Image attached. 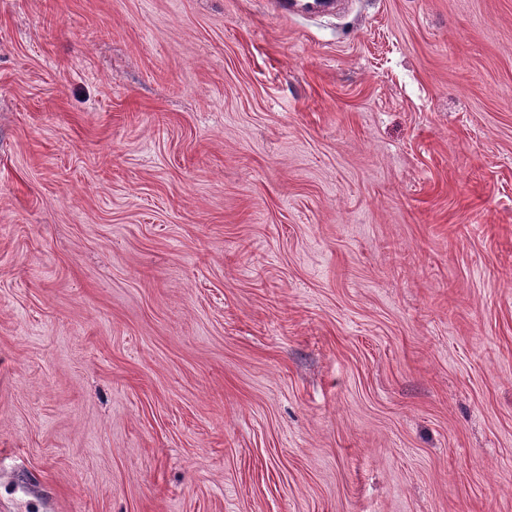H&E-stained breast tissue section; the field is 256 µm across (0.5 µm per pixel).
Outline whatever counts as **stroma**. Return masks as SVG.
Instances as JSON below:
<instances>
[{"instance_id": "obj_1", "label": "stroma", "mask_w": 512, "mask_h": 512, "mask_svg": "<svg viewBox=\"0 0 512 512\" xmlns=\"http://www.w3.org/2000/svg\"><path fill=\"white\" fill-rule=\"evenodd\" d=\"M0 512H512V0H0Z\"/></svg>"}]
</instances>
